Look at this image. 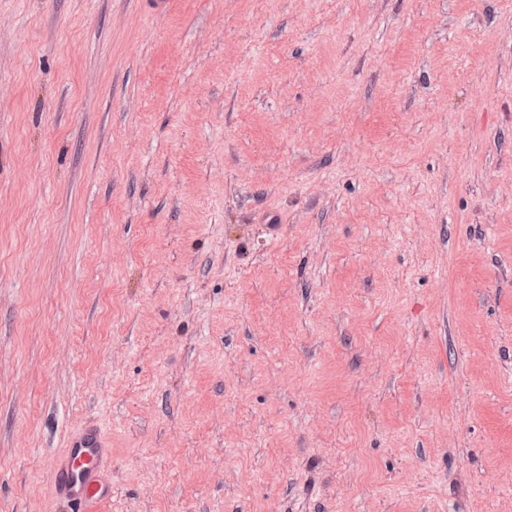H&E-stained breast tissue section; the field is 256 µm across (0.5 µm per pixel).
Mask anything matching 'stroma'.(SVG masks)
<instances>
[{"label": "stroma", "instance_id": "obj_1", "mask_svg": "<svg viewBox=\"0 0 512 512\" xmlns=\"http://www.w3.org/2000/svg\"><path fill=\"white\" fill-rule=\"evenodd\" d=\"M164 2L0 0V512H512V0ZM109 455V443L96 426L75 435L54 464L56 497L77 504L82 512H96L94 505L112 497L105 478Z\"/></svg>", "mask_w": 512, "mask_h": 512}]
</instances>
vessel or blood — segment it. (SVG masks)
<instances>
[{
    "mask_svg": "<svg viewBox=\"0 0 512 512\" xmlns=\"http://www.w3.org/2000/svg\"><path fill=\"white\" fill-rule=\"evenodd\" d=\"M109 455V443L96 426H87L75 435L55 461L57 498L80 506L83 512H95L96 504L112 496V486L106 480Z\"/></svg>",
    "mask_w": 512,
    "mask_h": 512,
    "instance_id": "1",
    "label": "vessel or blood"
}]
</instances>
